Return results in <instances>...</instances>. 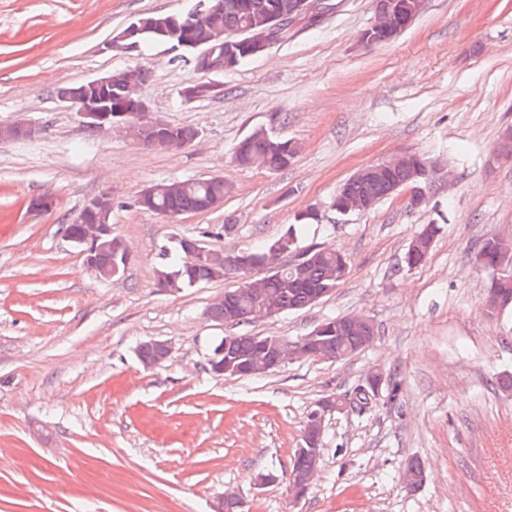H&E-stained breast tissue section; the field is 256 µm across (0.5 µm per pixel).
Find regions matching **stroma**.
I'll return each mask as SVG.
<instances>
[{
  "mask_svg": "<svg viewBox=\"0 0 512 512\" xmlns=\"http://www.w3.org/2000/svg\"><path fill=\"white\" fill-rule=\"evenodd\" d=\"M316 26L217 75L224 94L185 101L207 81L170 45L106 44L145 14H182L199 0H0V125L31 122L27 141H0V512H214L223 493L241 512H512V312L489 316L484 239H512V0H429L389 43L364 47L373 0H328ZM147 74L150 117L190 127L181 150L91 132L56 87L131 67ZM295 142L288 168L231 160L253 129ZM403 153L443 164L423 210L400 196L364 214L334 199L359 168ZM219 176L223 207L162 216L138 205L154 183ZM108 192L124 273L88 271L64 227ZM52 196L51 211L30 202ZM315 221L286 261L310 248L344 252L350 272L316 304L237 327L206 311L237 279L159 287L180 239L244 250L299 214ZM443 231L423 266L399 262L423 225ZM362 313L378 330L337 361L294 360L248 379L213 373L216 340L240 333L295 340L322 321ZM168 342L147 370L140 343ZM400 386L362 413L329 416L321 469L291 501L287 475L307 416L328 396L353 397L372 371ZM420 459L425 480L400 472Z\"/></svg>",
  "mask_w": 512,
  "mask_h": 512,
  "instance_id": "35a3bbf8",
  "label": "stroma"
}]
</instances>
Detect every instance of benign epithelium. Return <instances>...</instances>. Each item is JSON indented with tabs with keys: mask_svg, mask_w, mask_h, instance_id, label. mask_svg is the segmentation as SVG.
<instances>
[{
	"mask_svg": "<svg viewBox=\"0 0 512 512\" xmlns=\"http://www.w3.org/2000/svg\"><path fill=\"white\" fill-rule=\"evenodd\" d=\"M428 0H415L413 3H399L397 0H374V20L362 33L364 41H374L383 31L397 36L405 30L413 20L419 17L427 8ZM210 11H197L182 15H168L155 22V32L172 38L170 45L176 50H187L192 54L194 68L208 74H222L237 64L236 48L247 47L251 55L259 57L265 54L273 44L279 42L285 31L284 18L273 16L248 24L245 28L224 37L222 43L202 48L196 42L189 40V34L194 26ZM144 28L136 22H131L119 34L106 43L112 49L124 44L126 49L139 47L137 37ZM122 81L135 96L129 98L131 113L125 120L112 118V87L116 81ZM144 85L140 69L132 67L119 75L103 76L78 83L76 88L63 87L56 90V97L63 103L77 109L85 120L87 127L95 131H105L112 128L125 130L130 136L141 142L144 134H150L148 142L153 147L174 149L181 147L173 133V127L159 120L147 117V103L142 97ZM224 86L211 82L191 83L186 86L181 95L186 101L200 98L221 96ZM36 134V128L30 123H15L0 125V138L3 140H30ZM403 196L406 203L420 209L430 201L429 189L421 188L417 183L402 185H387L386 196ZM83 212L93 217V223L83 227L81 236L72 239L81 250L84 266L94 274L112 278L115 273L100 266L97 257L98 244L112 239V224L109 222L112 213V197L102 192L89 200ZM323 327L314 328L299 340V348L287 351L281 342L272 338L254 337L258 347L257 356L244 364L229 362L223 366H212L214 372L222 375H255L273 371L287 362L311 357L318 361H328L330 357L324 354L327 342L322 336ZM156 355L154 359L143 364L146 370L162 365L171 355V346L166 341L155 342ZM350 407L343 398H327L317 403L316 408L308 414V419L302 435L304 445L296 449L297 455L308 460V468L300 473L288 475V491L294 500L301 499L311 487L320 469L323 449L320 448L324 433V422L327 416L342 412Z\"/></svg>",
	"mask_w": 512,
	"mask_h": 512,
	"instance_id": "benign-epithelium-1",
	"label": "benign epithelium"
}]
</instances>
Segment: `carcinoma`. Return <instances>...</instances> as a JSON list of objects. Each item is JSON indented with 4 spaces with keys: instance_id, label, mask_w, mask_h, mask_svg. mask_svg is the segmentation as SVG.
Segmentation results:
<instances>
[{
    "instance_id": "cac0c4a2",
    "label": "carcinoma",
    "mask_w": 512,
    "mask_h": 512,
    "mask_svg": "<svg viewBox=\"0 0 512 512\" xmlns=\"http://www.w3.org/2000/svg\"><path fill=\"white\" fill-rule=\"evenodd\" d=\"M224 6L194 29L193 38L197 42H205L212 38L215 30H234L244 24L250 15L260 16L266 12H290L292 0H208V7L218 2ZM298 153V147L289 140L272 136L264 128H256L243 138L234 148V162L243 168H258L266 171H281L290 165ZM422 174L421 185L430 182L437 169L427 158L409 154L405 163L395 168L385 167L378 171L377 178L372 181H346L336 195L337 201L343 198H361L377 206L384 199V185L406 180L411 173ZM231 193V186L220 177L201 178L184 181L183 187L175 194H159L153 204L152 212L157 214H174L199 211L206 207L207 200ZM296 241V228L291 224L278 238L268 241L257 248L237 251L235 255L244 256L250 265L257 269L266 266L273 260L272 248L281 241ZM486 264L482 268L488 273L490 280L489 294L508 292L512 294V267L495 271L498 256L497 241L493 237L485 239L478 250ZM125 254L122 241L112 238V251L101 254V262L119 264V272H124L126 264L122 262ZM308 264L303 270L304 281H296L297 272L285 269L279 273H271L259 279L249 292L239 287L224 292V307L214 311L209 318L215 322L224 319L229 313L236 315L233 324L250 323L261 320L259 313L266 306H275L280 312L302 309L310 305L309 286L320 288H336L340 280L336 278V253L326 249H308ZM227 252L211 251L210 258L203 264L188 260L184 250H179V260L171 265H164L156 270L157 284L162 288H189L202 283L237 276L229 266ZM374 325L350 328L339 334L328 345V351L334 358L344 359L359 352L357 346L363 344L365 337L376 335ZM255 355L251 337L235 336V341L217 360L228 359L238 363L245 362Z\"/></svg>"
}]
</instances>
